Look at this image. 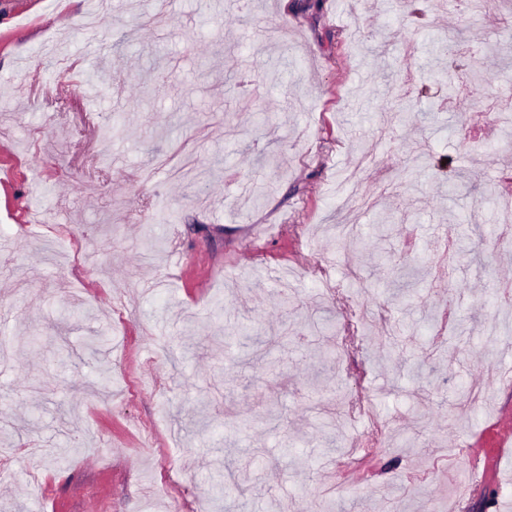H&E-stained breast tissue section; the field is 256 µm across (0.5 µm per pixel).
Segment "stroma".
Returning <instances> with one entry per match:
<instances>
[{
  "label": "stroma",
  "mask_w": 512,
  "mask_h": 512,
  "mask_svg": "<svg viewBox=\"0 0 512 512\" xmlns=\"http://www.w3.org/2000/svg\"><path fill=\"white\" fill-rule=\"evenodd\" d=\"M508 124L512 2L0 0V512H448Z\"/></svg>",
  "instance_id": "obj_1"
}]
</instances>
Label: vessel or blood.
<instances>
[{
	"label": "vessel or blood",
	"mask_w": 512,
	"mask_h": 512,
	"mask_svg": "<svg viewBox=\"0 0 512 512\" xmlns=\"http://www.w3.org/2000/svg\"><path fill=\"white\" fill-rule=\"evenodd\" d=\"M512 464V408L496 406L473 432L465 462V480L459 500L471 498L486 481L503 486L506 466Z\"/></svg>",
	"instance_id": "1"
}]
</instances>
